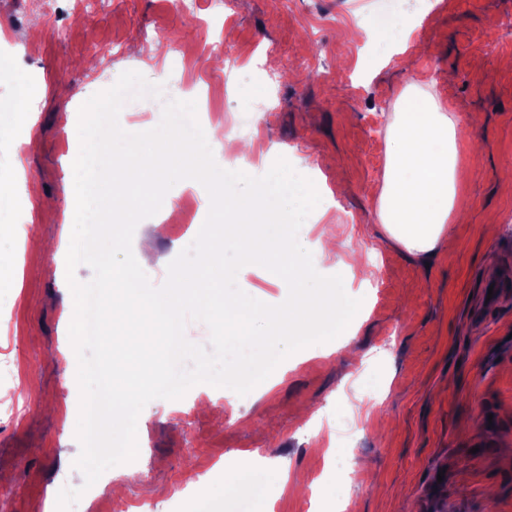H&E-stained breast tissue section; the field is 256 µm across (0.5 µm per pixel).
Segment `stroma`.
Here are the masks:
<instances>
[{"label":"stroma","mask_w":512,"mask_h":512,"mask_svg":"<svg viewBox=\"0 0 512 512\" xmlns=\"http://www.w3.org/2000/svg\"><path fill=\"white\" fill-rule=\"evenodd\" d=\"M196 19L176 0H101L89 20L74 0H0V97L26 91L36 115L35 151L19 150L7 131L19 119L0 110V501L11 512H45L62 487L83 481L65 466L74 450L65 409H78L68 374L71 347L63 319L66 263L37 251L33 235L60 238L39 202L65 203L73 148L64 124L78 103L112 87L128 70L166 94L128 101L119 114L129 133L155 128L165 102L211 99L234 126L261 112L268 150L313 160L333 188L328 216L352 234L363 260H376L368 313L350 342L355 359L323 356L316 344L279 365L283 377L245 396L206 383L179 400L150 401L137 421L136 473L118 494L87 501L91 512H512V0H438L429 17L405 14L404 55L388 37L353 41L349 27L378 15L382 0H232L228 23ZM66 29L53 35L52 27ZM165 28L181 43L164 50L147 32ZM222 43L242 64L234 88L223 69L197 58ZM411 58L412 68L400 65ZM446 104L462 121L477 119L464 156L466 207L429 257L408 254L371 216L370 187L387 154L385 113L410 84ZM166 231L144 271L162 286L168 264L198 235L208 193L186 179ZM238 287L269 305L283 303L286 282L259 265L241 268ZM255 459L245 483L223 491L225 463ZM307 478L303 494H277L275 460ZM209 485L199 496V484Z\"/></svg>","instance_id":"obj_1"}]
</instances>
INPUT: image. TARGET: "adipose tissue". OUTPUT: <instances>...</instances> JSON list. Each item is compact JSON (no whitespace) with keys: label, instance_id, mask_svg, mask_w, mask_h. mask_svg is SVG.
Masks as SVG:
<instances>
[{"label":"adipose tissue","instance_id":"obj_1","mask_svg":"<svg viewBox=\"0 0 512 512\" xmlns=\"http://www.w3.org/2000/svg\"><path fill=\"white\" fill-rule=\"evenodd\" d=\"M467 129L456 113L428 96L402 97L387 126L388 150L375 186L374 220L410 254H433L464 199L461 148ZM319 249L293 260L302 282L325 269L356 277L352 239L327 228Z\"/></svg>","mask_w":512,"mask_h":512}]
</instances>
